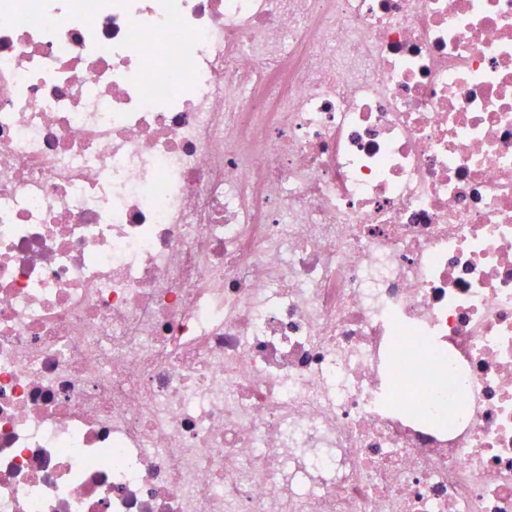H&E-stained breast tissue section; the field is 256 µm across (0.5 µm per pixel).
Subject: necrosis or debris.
Returning a JSON list of instances; mask_svg holds the SVG:
<instances>
[{
    "label": "necrosis or debris",
    "instance_id": "necrosis-or-debris-1",
    "mask_svg": "<svg viewBox=\"0 0 512 512\" xmlns=\"http://www.w3.org/2000/svg\"><path fill=\"white\" fill-rule=\"evenodd\" d=\"M0 512H512V0H0Z\"/></svg>",
    "mask_w": 512,
    "mask_h": 512
}]
</instances>
